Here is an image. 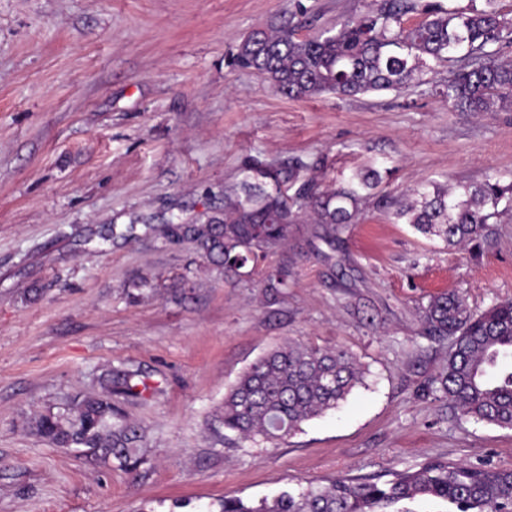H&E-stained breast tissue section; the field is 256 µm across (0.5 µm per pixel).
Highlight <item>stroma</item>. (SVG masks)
Returning <instances> with one entry per match:
<instances>
[{
	"label": "stroma",
	"mask_w": 512,
	"mask_h": 512,
	"mask_svg": "<svg viewBox=\"0 0 512 512\" xmlns=\"http://www.w3.org/2000/svg\"><path fill=\"white\" fill-rule=\"evenodd\" d=\"M380 2L0 0V512H219L434 459L512 470V430L424 392L451 342L420 335L439 295L477 314L512 300V213L478 247L392 215L411 189L511 175L512 110L455 111L440 94L449 62L399 93L300 99L234 62L256 30L289 20L305 38ZM254 161L292 171L293 199L380 175L335 247L300 212L270 258L289 272L274 300L260 276L145 230L223 210ZM289 342L348 350L363 385L277 444L214 437L207 420L239 375ZM110 366L147 385L123 404L150 443L132 471L30 428Z\"/></svg>",
	"instance_id": "obj_1"
}]
</instances>
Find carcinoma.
Wrapping results in <instances>:
<instances>
[{
	"mask_svg": "<svg viewBox=\"0 0 512 512\" xmlns=\"http://www.w3.org/2000/svg\"><path fill=\"white\" fill-rule=\"evenodd\" d=\"M416 0H382L375 11L309 38H298L282 23L257 31L237 48L236 61L264 75L276 91L291 98L324 93L341 96L409 87L426 60H450L461 53L442 94L461 112L512 108V61H500L490 48L512 43V19L491 7L450 11L436 3L423 7L414 27L403 17ZM379 180L375 171L353 178L345 187L299 193L314 223L325 226L331 242L344 224L355 223L361 191ZM512 211V181L417 188L394 213L415 231L450 245L477 242L489 220ZM296 227L285 178L255 162L235 196L224 198V211L202 224H166V239H186L205 259L225 271L246 266L263 275L265 287L278 294L288 287V267L267 264ZM422 334L453 337V347L429 391L448 399L466 419L512 429V300L475 314L466 299L443 294L428 306ZM134 374L108 368L101 392L76 396L57 411L42 414L32 430L57 448L132 470L148 447L144 429L130 421L119 399L138 396ZM364 371L348 351L299 343L278 347L252 363L224 395L212 419L214 431H227L245 442H275L302 423L339 408ZM433 498L457 512H512V470L432 461L398 473L383 483L339 477L328 486L308 484L273 501L248 505L224 500L221 512H386L402 502Z\"/></svg>",
	"mask_w": 512,
	"mask_h": 512,
	"instance_id": "1",
	"label": "carcinoma"
}]
</instances>
